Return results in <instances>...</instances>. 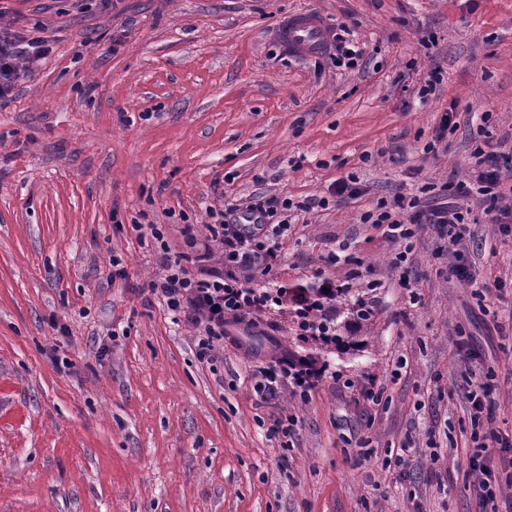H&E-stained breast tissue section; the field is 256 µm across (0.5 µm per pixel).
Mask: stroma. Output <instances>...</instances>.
<instances>
[{"label": "stroma", "instance_id": "stroma-1", "mask_svg": "<svg viewBox=\"0 0 512 512\" xmlns=\"http://www.w3.org/2000/svg\"><path fill=\"white\" fill-rule=\"evenodd\" d=\"M307 11L350 29L358 68L280 51ZM1 26L51 52L0 103V512H480L466 395L495 372L489 425L512 432V235L471 225L473 287L427 229L396 271L400 243L361 216L469 180L472 112L512 189V0H0ZM350 173L364 196L299 215L248 281L349 285L374 312L363 348L301 340L274 305L201 360L151 290L161 250L206 271L210 206ZM341 250L358 270L325 263ZM281 357L324 367L307 397L258 390Z\"/></svg>", "mask_w": 512, "mask_h": 512}]
</instances>
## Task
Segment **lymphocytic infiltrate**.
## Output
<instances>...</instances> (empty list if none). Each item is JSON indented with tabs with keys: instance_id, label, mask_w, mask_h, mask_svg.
Segmentation results:
<instances>
[{
	"instance_id": "lymphocytic-infiltrate-1",
	"label": "lymphocytic infiltrate",
	"mask_w": 512,
	"mask_h": 512,
	"mask_svg": "<svg viewBox=\"0 0 512 512\" xmlns=\"http://www.w3.org/2000/svg\"><path fill=\"white\" fill-rule=\"evenodd\" d=\"M50 53L48 40L37 35L20 36L0 27V101L8 100L23 75V65H36ZM473 175L469 182L449 183L456 204L425 209L417 197L395 195L379 198L364 212V223L383 227L392 240L412 245L423 229H431L448 247L454 258L449 267L451 277L461 282L473 279L465 243L470 236V211L463 201L470 195H480L485 214L500 229L512 224V205L504 204L500 192L502 171L496 155L475 148ZM364 193L355 175L338 179L326 195L292 199L275 197L258 199L248 205L246 213L237 208H213L208 212L206 229L219 253L214 269L191 273L180 261L163 259V275L151 285L167 307L183 314L197 329V347L204 360H211L224 342V328L229 321L240 319L249 311L271 306L265 292L245 286L242 272L260 268L271 271L277 251L287 238L293 219L300 213L328 208L338 198H357ZM317 378L310 365L280 359L260 372L258 385L273 392L279 383H290L296 393L307 396ZM468 395L471 420L478 426L471 435L472 446L467 452L468 469L474 477L473 490L482 512H499V473L492 456L504 454L512 466V436L500 431L480 430L479 423L491 406L495 392V377L490 373L475 375Z\"/></svg>"
}]
</instances>
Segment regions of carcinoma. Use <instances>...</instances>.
Segmentation results:
<instances>
[{"label": "carcinoma", "instance_id": "1", "mask_svg": "<svg viewBox=\"0 0 512 512\" xmlns=\"http://www.w3.org/2000/svg\"><path fill=\"white\" fill-rule=\"evenodd\" d=\"M275 297L280 301L286 297L302 306L300 318L314 328L330 332L318 340L338 350L360 343L356 333L370 323L372 316L365 299L352 296L349 288H278Z\"/></svg>", "mask_w": 512, "mask_h": 512}]
</instances>
